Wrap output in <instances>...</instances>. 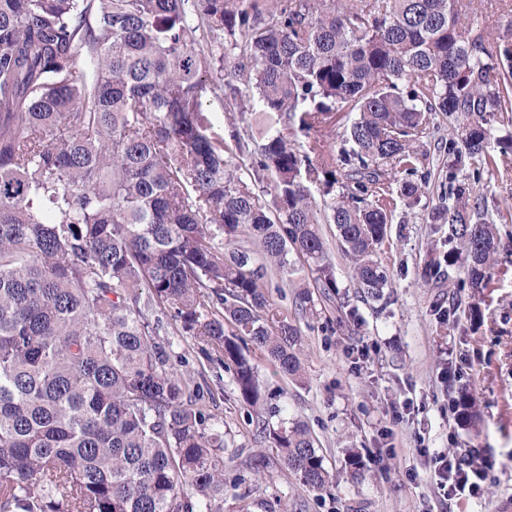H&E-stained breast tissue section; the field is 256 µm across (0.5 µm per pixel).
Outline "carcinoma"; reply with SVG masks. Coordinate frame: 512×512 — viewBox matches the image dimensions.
Wrapping results in <instances>:
<instances>
[{"label": "carcinoma", "instance_id": "1", "mask_svg": "<svg viewBox=\"0 0 512 512\" xmlns=\"http://www.w3.org/2000/svg\"><path fill=\"white\" fill-rule=\"evenodd\" d=\"M476 2L0 0V512H224V427L154 341L162 317L216 348L261 415L253 355L296 380L303 349L260 280L288 276L293 254L339 297L333 224L360 299L383 298L392 182L404 174L414 200L429 184L437 113L456 136L431 221L448 225V266L490 287L501 239L477 185L509 171L512 20L474 39ZM213 69L234 108L248 111L240 84L262 103L248 136L264 141L254 182H270L274 217L209 133ZM337 123L334 156L321 132ZM311 183L339 193L319 204ZM243 234L259 252L235 246ZM293 303L312 312L309 287ZM455 403L477 418L472 391ZM256 436L331 490L306 427Z\"/></svg>", "mask_w": 512, "mask_h": 512}]
</instances>
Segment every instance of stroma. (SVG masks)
<instances>
[{"mask_svg":"<svg viewBox=\"0 0 512 512\" xmlns=\"http://www.w3.org/2000/svg\"><path fill=\"white\" fill-rule=\"evenodd\" d=\"M212 130L223 137L225 155L251 174L261 145L245 136L248 117L230 108L223 90L206 87L201 97ZM436 132L426 149L431 178L420 203L398 206L388 227L382 255L392 283L389 298L366 305L356 301L334 225H323L336 264L340 291L352 295V314L335 303L317 301L316 314L299 320L304 377L295 382L269 362H261L265 418L271 425L288 419L304 424L317 441L325 467L336 476L330 492L309 491L273 464L269 479L253 493L251 512H265L264 500L278 498L288 512H512V242L499 258L500 272L490 288L474 296L451 281L424 279L425 264L446 260L447 228L430 221L440 204L447 169L439 162V142L448 125L434 115ZM456 298L455 323L438 319L437 305ZM172 358L183 359L185 377L199 386L204 404L224 423V504L248 490L249 463L261 453L254 440L257 418L239 398L230 371L217 353L202 350L181 325L163 320L156 338ZM472 385L480 417L466 427L448 417V402L460 385ZM359 449L365 468L350 475L346 451ZM452 452H473L493 464L476 498L448 500L437 487L435 461Z\"/></svg>","mask_w":512,"mask_h":512,"instance_id":"35a3bbf8","label":"stroma"}]
</instances>
